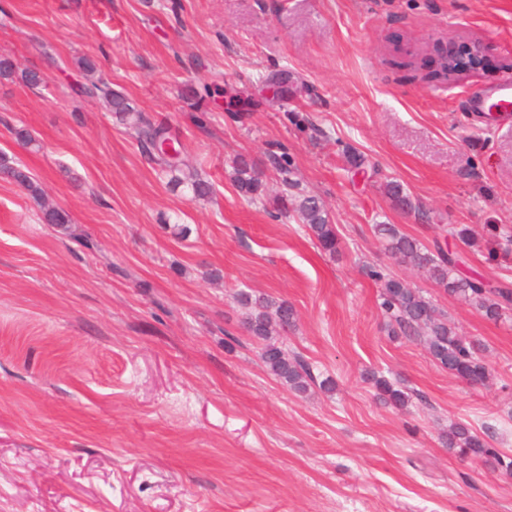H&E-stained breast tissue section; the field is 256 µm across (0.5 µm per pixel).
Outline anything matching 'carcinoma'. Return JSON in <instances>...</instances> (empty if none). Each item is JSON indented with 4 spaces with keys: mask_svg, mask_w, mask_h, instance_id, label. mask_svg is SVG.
I'll list each match as a JSON object with an SVG mask.
<instances>
[{
    "mask_svg": "<svg viewBox=\"0 0 512 512\" xmlns=\"http://www.w3.org/2000/svg\"><path fill=\"white\" fill-rule=\"evenodd\" d=\"M77 65L86 79L82 84L84 93L90 98L105 101L111 107L115 117L132 131L133 137L174 184L188 188L199 199L213 193L212 184L198 171L183 169L181 149L176 147L178 141L170 136L165 126L145 118L124 95L113 91L108 82L95 76L97 67L93 59L88 56L79 57ZM233 168L235 182L242 193L251 196L260 194L261 176L252 164L243 158H236L233 160ZM5 172L36 203L42 205L43 220L46 223L59 226L70 223L66 211L42 204L41 188L22 168L7 167ZM387 187L397 207L404 211L414 209L399 184L390 182ZM294 212L320 248L331 255L336 254L339 245L336 228L331 224L319 199L300 192ZM491 231V252L499 248L505 255L511 253L512 227L493 225ZM374 233L393 258L426 273L448 294L485 318L498 319L512 308V290L495 287L478 276L463 274L461 264L464 258L458 251H446L438 243L430 248L401 232L394 224H376ZM371 277L381 284V308L389 319L394 335L422 342L434 361L457 378L471 384H482L489 380L491 371L479 354L476 341L453 327L421 291L378 270L371 271ZM240 301L248 308L242 325L253 338L263 342L261 359L267 370L290 388L298 392L306 391L309 383L314 381L309 364L299 355L288 354V350L274 340V336L295 326L293 306L286 300L269 296L254 298L245 292L240 294ZM369 380L381 402L399 410L408 407L411 393L406 388L377 372L371 373ZM445 444L460 457L491 463L512 474V455L492 447L469 423L460 421L449 425Z\"/></svg>",
    "mask_w": 512,
    "mask_h": 512,
    "instance_id": "cac0c4a2",
    "label": "carcinoma"
}]
</instances>
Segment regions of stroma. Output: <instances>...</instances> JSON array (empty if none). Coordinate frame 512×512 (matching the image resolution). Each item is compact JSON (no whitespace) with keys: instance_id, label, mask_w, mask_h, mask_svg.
<instances>
[{"instance_id":"obj_1","label":"stroma","mask_w":512,"mask_h":512,"mask_svg":"<svg viewBox=\"0 0 512 512\" xmlns=\"http://www.w3.org/2000/svg\"><path fill=\"white\" fill-rule=\"evenodd\" d=\"M438 41L485 53L438 84ZM83 55L177 137L209 199L172 187L81 94ZM0 58L42 79H0V164L71 217L42 223L0 173V512H512V475L442 439L465 420L512 455V313L483 318L373 233L430 246L466 226V272L512 289V259L486 247L512 226V113L471 104L512 81V0H0ZM240 155L259 197L233 181ZM300 189L338 254L277 205ZM373 267L476 340L493 379H457L392 336ZM242 290L293 305L279 341L310 365L307 393L263 365ZM374 371L411 391L407 409L377 400Z\"/></svg>"}]
</instances>
